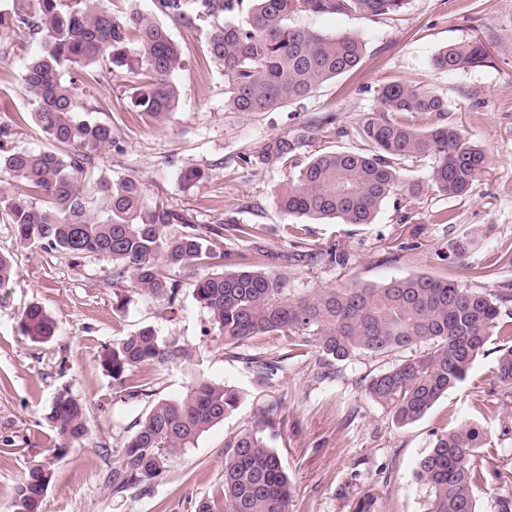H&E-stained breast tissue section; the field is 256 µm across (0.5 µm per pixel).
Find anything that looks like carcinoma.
<instances>
[{"label":"carcinoma","instance_id":"obj_1","mask_svg":"<svg viewBox=\"0 0 512 512\" xmlns=\"http://www.w3.org/2000/svg\"><path fill=\"white\" fill-rule=\"evenodd\" d=\"M36 13L26 0L0 10V30L37 37L41 49L25 64L24 82L35 124L56 144L53 150L0 151V171L17 190L0 189V218L13 225L22 247H41L72 257L107 256L113 276L129 279L135 290L173 303L179 281L163 267H215L195 281V298L210 315L225 348H239L256 336H284L291 347L310 346L325 357L357 355L399 357L373 377L366 396L392 413L399 425L421 419L437 401L463 382L493 335L512 337L501 322L512 293L491 294L427 275L392 279L379 285L345 286L313 298L290 297L287 278L252 268L243 253L224 248V233L190 223L185 214L148 201L138 180L105 174L88 189L102 154L122 146L112 127L85 118L91 111L83 85L111 81L117 71L139 77L136 111L165 117L177 107L181 91L173 80L182 51L155 16L131 10L112 13L104 0H38ZM243 0H156L158 13L175 24L193 27L221 14L213 25L208 56L224 67V94L234 112H271L299 102L360 63L364 41L355 34L336 36L294 27L293 16L355 12L378 17L401 12L409 0H251L239 19ZM481 42L450 44L432 58L434 69L453 73L485 62ZM379 117L355 129L370 146L366 152L324 151L308 161L296 178L278 190L279 208L289 215L334 219L341 224H370L385 201L403 192L418 195L423 185L405 179L395 161L431 158L428 187L457 197L469 193L487 167L485 152L457 130L436 125L418 130L404 121L417 112H445L442 98L401 82L377 90ZM300 138L279 137L264 144L259 158L296 167ZM204 172L186 167L187 188L203 182ZM179 224L182 230L169 232ZM239 240L258 254L262 233L255 224H237ZM21 333L45 341L55 322L39 304L22 312ZM189 356L175 337L149 326L104 348L101 365L133 399L141 386L126 380L135 367H155ZM291 356L255 358L263 373H273ZM498 383L512 388V345H499ZM238 392L197 380L182 399L161 401L136 424L112 461L108 483L122 493L152 482L166 471L169 457L194 444L239 404ZM47 421L64 454L87 439L90 428L83 405L66 390L53 399ZM259 425L237 435L224 451V482L219 492L194 504V512H288L291 482L281 457ZM488 440L475 423H464L436 437L421 459L416 478L427 491V512H480L474 487L487 480L482 449ZM53 462L27 468L14 489L12 512H42ZM506 487L496 512H512V471L493 474Z\"/></svg>","mask_w":512,"mask_h":512}]
</instances>
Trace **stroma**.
Listing matches in <instances>:
<instances>
[{
  "label": "stroma",
  "instance_id": "stroma-1",
  "mask_svg": "<svg viewBox=\"0 0 512 512\" xmlns=\"http://www.w3.org/2000/svg\"><path fill=\"white\" fill-rule=\"evenodd\" d=\"M296 25L326 35L356 34L366 43L359 65L325 83L309 98L273 112L229 109L224 68L208 57L210 21L169 24L183 52L173 75L182 90L178 108L158 120L130 110L134 75L86 87L98 103L93 119L112 127L125 150L105 152L100 166L139 180L151 201L181 210L191 223L225 225L224 244L245 253L255 268L284 275L292 295L311 297L327 288L382 284L426 274L482 291L512 289V267L501 266L512 249V0H411L400 13L369 19L357 14H299ZM480 39L486 65L442 73L431 57L448 44ZM37 39L0 31V123H11L8 150H43L51 143L34 124L22 81ZM400 81L433 91L444 113H418L423 130L445 124L469 138L488 157L472 192L448 198L426 190L391 196L370 224H334L294 218L277 206L276 191L292 170L260 161L263 145L307 132L299 163L319 150L361 152L354 129L377 115L378 89ZM204 169L205 181L185 188L183 167ZM262 229L263 254L248 251L229 223ZM299 237H291V224ZM468 230L474 245L456 258L449 244ZM320 253L311 265L292 258L297 249ZM0 252L13 257L17 276L0 288V512H11L14 488L27 467L53 459L55 435L46 416L55 394L69 390L83 404L90 438L83 447L53 459L43 512H191L192 501L216 494L224 475V448L261 413L271 422L264 435L281 456L293 485L289 512H426V493L416 479L419 461L436 435L465 421L478 423L495 446L487 472L512 468V393L495 378L499 337H491L467 379L440 399L421 420L396 426L365 394L368 381L394 357L359 355L321 361L306 347L288 358L277 375L261 374L253 356L280 351L275 336L249 340L225 351L209 315L193 296L194 277L171 271L180 282L178 302L135 291L116 279L111 258L72 260L56 251L25 249L11 224L0 220ZM56 323L52 339L34 342L18 327L30 303ZM153 326L178 338L192 357L161 369L135 368L131 382L146 396L121 399L100 356L112 342ZM196 379L223 383L240 393V404L169 462L161 480L113 493L106 479L110 454L134 432L157 402L181 398Z\"/></svg>",
  "mask_w": 512,
  "mask_h": 512
}]
</instances>
